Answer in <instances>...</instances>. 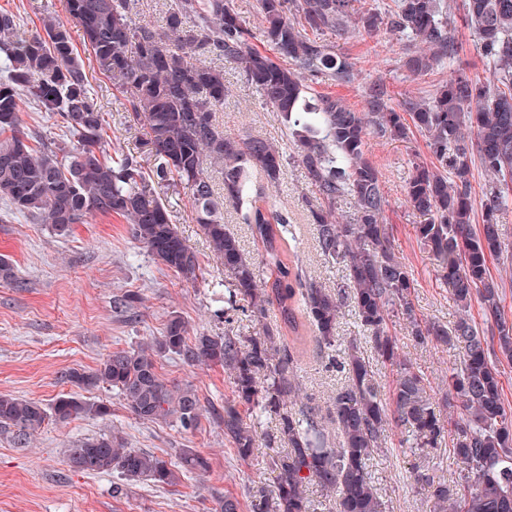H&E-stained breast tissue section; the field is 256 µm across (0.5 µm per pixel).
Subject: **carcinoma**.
<instances>
[{
    "label": "carcinoma",
    "instance_id": "carcinoma-1",
    "mask_svg": "<svg viewBox=\"0 0 512 512\" xmlns=\"http://www.w3.org/2000/svg\"><path fill=\"white\" fill-rule=\"evenodd\" d=\"M354 0H256L264 37L277 50L270 56L250 43L230 0H179L158 32L132 18L130 0H66L70 18L82 29L101 70L119 79L133 115L147 126L142 156L108 154L104 118L64 24L48 19L35 31L18 16L0 11V42L6 74L0 76V199L9 209L47 224L59 235L95 215L125 218L132 235L160 265L187 281L197 279L195 255L180 237L161 193L189 190L196 223L202 225L214 255L224 263L237 297L251 305L253 317L277 311L296 338L310 325L322 345L336 343L345 298L369 332L377 360L395 375L392 403L381 398L375 372L351 345L342 366L347 382L336 392L330 420L338 442L328 444L316 409L296 396L288 379L292 358L278 356L273 337L201 334L188 337L185 320L172 315L162 335L128 350L114 351L91 371L69 369L62 379L78 389H116L127 409L142 422L173 418L189 429L203 416V405L190 385L170 384L158 373L166 354L184 363L220 365L229 373L235 397L224 404V435L237 453L255 448L251 427L239 405L272 411L285 454L273 458L274 489L255 505L259 512H311L309 485L334 494L336 512H384L367 461L381 447L386 429L409 432L411 452L429 459L445 437L454 435L453 454L460 463L454 485L431 484L420 473L415 481L431 488L439 512H512V410L505 406L503 373L489 359V342L476 325L461 317L453 330L422 324L410 301L414 281L392 251L381 224L386 205L379 174L365 154L367 135L408 137L414 127L424 134L436 165L416 166L406 187L407 203L426 222L416 235L465 312L480 299L495 319L502 352L512 358V324L501 313L499 288L489 268L502 252L500 223L512 205V0H465L462 21L477 35L478 51L491 78H471L459 57L451 0H392L375 7H352ZM387 27L408 43L403 66L411 76L427 74L446 62L451 75L429 97L403 99L387 106V91L368 87L361 110L341 98L314 95L305 78L353 81L351 65L309 36L326 30L368 35ZM235 59L262 102L280 112L294 146L321 199L311 212L317 243L325 259L345 266L347 288L327 292L302 281L288 258V220L267 197L253 189L252 172L279 183L284 152L270 140H240L217 130L213 114L224 104V71L204 59ZM55 112L69 141L47 142L21 128L23 101ZM477 157L488 184L481 202V224L474 231L470 163ZM221 171L223 193L215 192L207 167ZM350 196L356 211L346 222L333 215L336 199ZM241 212L252 238L262 244L260 263L276 277L257 281L237 238L224 227V199ZM301 305H296V296ZM401 312L411 335L462 349L460 364L448 370L446 399L459 403L461 417H445L428 394L424 379L401 357L389 322ZM56 420L104 417V404L62 394L52 407ZM47 411L34 400L0 394V429L20 446L43 427ZM68 464L85 473H114L125 481L172 486L180 475L204 470L199 455L184 453L178 469L162 457L126 446L115 434L78 440L65 450Z\"/></svg>",
    "mask_w": 512,
    "mask_h": 512
}]
</instances>
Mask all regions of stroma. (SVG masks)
<instances>
[{
    "mask_svg": "<svg viewBox=\"0 0 512 512\" xmlns=\"http://www.w3.org/2000/svg\"><path fill=\"white\" fill-rule=\"evenodd\" d=\"M4 10L17 13L30 29L46 18L65 24L84 63L92 96L104 115L109 148L141 154L146 126L134 120L118 80L99 70L81 28L67 13L66 0H0V11ZM320 41L351 63L355 79L339 86L318 82L312 90L342 97L354 109L361 107L370 84H383L388 104L395 108L405 97L433 93L449 75L448 69L438 68L409 77L402 66L406 43L385 29L372 36L359 31H326ZM224 79L228 94L215 114L220 129L239 139L265 137L283 151H291L280 113L262 104L240 62L225 61ZM365 152L379 172L386 198L383 223L392 247L414 279L410 299L416 317L451 328L465 314L485 336H495V321L485 314L480 302H473L465 313L453 303L416 236L415 227L424 218L408 205L405 189L416 164L433 162L425 137L416 132L407 139L393 140L372 134ZM252 180L278 210L288 213V243L295 246L307 280L326 289H339L345 282V269L326 262L317 252L311 212L318 208L319 199L301 164L289 161L283 180L275 187L268 186L257 173ZM163 201L197 259L200 270L195 281L161 268L134 239L130 224L116 215L89 217L87 223L73 225L64 236L27 216L0 223V255L8 258L13 269L11 279H0V394L50 404L57 396L73 391L63 382V371L95 369L112 351L160 335L173 313L184 318L192 337L202 333L220 336L228 329L241 336L271 333L281 348L291 347L292 337L282 328L276 312H269L260 322L241 311L218 317L230 281L194 219L190 194L179 187L164 195ZM501 233L505 249L491 260L490 272L502 291L504 316L512 322V211L504 216ZM127 293L139 297L130 317L113 307L114 300ZM389 328L401 356L419 370L435 401H442L444 381L449 368L459 363L460 349L431 340L416 343L402 315L394 317ZM337 334L335 346L324 348L311 339L303 352L294 356L295 382L321 415L329 414L333 397L345 382L336 362L353 341L371 360L383 398H390L393 375L376 361L352 302H345L341 309ZM158 372L167 380L197 389L206 409L199 429L190 432L169 420L141 422L129 412L118 391L108 387L79 391V398L105 404L109 415L102 419L78 417L63 424L48 422L26 447L15 445L9 433L0 432V512H215L218 497L227 494L240 502L242 512H252L260 490L275 482L269 461L281 452L282 445L275 438L274 416L260 408H243L255 448L250 457L241 458L224 436V404L233 397V384L223 367L189 366L164 357L158 361ZM113 432L121 435L128 447L175 464L184 450H192L206 458L209 467L185 474L175 486L131 482L122 493H114L115 476L74 471L65 459L72 442ZM404 435V430L395 427L387 430L381 448L372 454V481L385 512H433L434 499L421 491L410 475L418 458L401 446Z\"/></svg>",
    "mask_w": 512,
    "mask_h": 512,
    "instance_id": "1",
    "label": "stroma"
}]
</instances>
